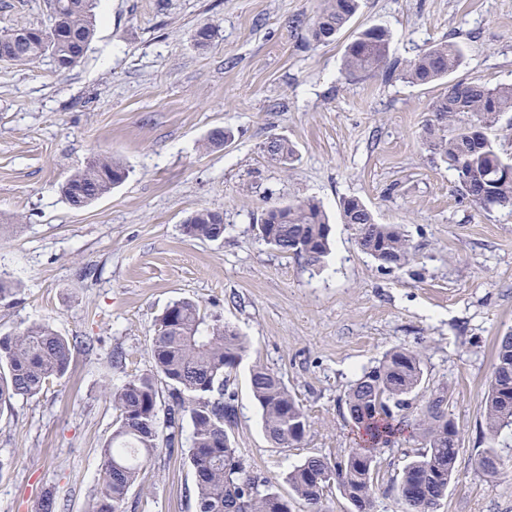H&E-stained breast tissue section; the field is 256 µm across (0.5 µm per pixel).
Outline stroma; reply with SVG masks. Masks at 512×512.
I'll return each mask as SVG.
<instances>
[{
	"mask_svg": "<svg viewBox=\"0 0 512 512\" xmlns=\"http://www.w3.org/2000/svg\"><path fill=\"white\" fill-rule=\"evenodd\" d=\"M322 0H100L95 37L67 71L0 61V277L21 282L0 305V333L33 322L94 348L75 352L43 394L0 407V512H37L45 492L86 512L116 412L105 386L151 372L154 322L188 298L250 341L229 382L233 435L248 470L280 479L310 456L352 448L343 396L362 370L397 347L423 351L427 389L449 390L460 430L456 476L436 512H512V429L488 476L474 460L494 349L512 333V212L485 211L423 145L441 83L409 82L400 68L448 41L462 51L453 80L512 84V0H361L334 41L307 31ZM210 23L214 37L194 33ZM49 27L50 0H0V32ZM386 28L393 74H347L346 44ZM230 141L205 148L212 129ZM296 149L291 168L268 139ZM107 153L127 179L75 209L60 186ZM313 197L330 222L321 269L258 235L264 210ZM361 200L381 224L402 225L417 258L385 270L341 221ZM207 207L224 216L216 241L182 223ZM123 356L112 367L111 356ZM282 376L308 413L298 448L275 447L253 399V365ZM187 433L143 467L124 512H194ZM419 443L378 457L374 512H398L396 485ZM287 491V484L279 486Z\"/></svg>",
	"mask_w": 512,
	"mask_h": 512,
	"instance_id": "stroma-1",
	"label": "stroma"
}]
</instances>
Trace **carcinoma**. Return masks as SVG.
I'll list each match as a JSON object with an SVG mask.
<instances>
[{"instance_id": "obj_1", "label": "carcinoma", "mask_w": 512, "mask_h": 512, "mask_svg": "<svg viewBox=\"0 0 512 512\" xmlns=\"http://www.w3.org/2000/svg\"><path fill=\"white\" fill-rule=\"evenodd\" d=\"M97 0H52V25L39 29L36 39L19 49L11 61L33 65L48 55L56 69L68 70L85 56L96 30ZM359 9V0H324L309 28L315 44L332 41ZM389 32L377 25L361 30L346 46L348 74L389 73ZM461 50L440 42L409 61L404 76L413 83L443 81L459 67ZM504 112H512V84L488 87L456 81L434 101L425 129V144L452 171L466 198L482 210L512 209V173L496 146L492 131ZM267 151L286 165L295 156L288 140L270 139ZM117 160L96 156L61 184V194L76 209L91 205L127 178ZM258 225L272 249L300 257L320 268L331 251L328 218L319 201L303 198L266 208ZM342 220L354 225L355 242L383 268H402L415 260L407 235L397 224H379L356 198L342 204ZM192 239L215 241L224 236L223 214L201 208L183 224ZM21 283L0 278V304L11 302ZM69 338L45 323H30L0 335V404L34 398L68 371L73 350ZM249 350V342L207 314L191 299L169 305L156 319L150 353L153 371L129 377L109 391L117 412L112 438L103 449L100 477L88 512H124L129 490L143 464L174 446L187 420V457L193 472L190 491L196 512H292V501L304 512H325L324 501L337 488L357 509L373 512L377 454L403 436L422 445L405 465L398 481L400 512H435L456 473L460 431L448 414V390L424 394L422 352L407 348L388 351L363 371L344 395L348 420L359 441L341 457L309 456L283 477L291 490L286 497L266 477L247 470L231 437L237 416L235 393L228 390L233 372ZM167 387L168 408L160 417L158 384ZM251 391L268 440L278 448H298L308 416L288 391L281 376L264 366L252 369ZM512 427V335L499 340L483 412L485 448L475 466L495 474L502 460L497 453L503 429Z\"/></svg>"}]
</instances>
